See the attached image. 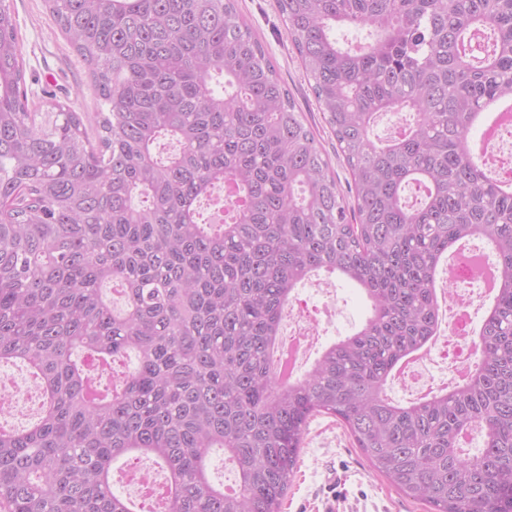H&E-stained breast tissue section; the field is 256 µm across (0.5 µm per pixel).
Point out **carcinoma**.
<instances>
[{
    "label": "carcinoma",
    "mask_w": 512,
    "mask_h": 512,
    "mask_svg": "<svg viewBox=\"0 0 512 512\" xmlns=\"http://www.w3.org/2000/svg\"><path fill=\"white\" fill-rule=\"evenodd\" d=\"M44 2L100 109L29 108L0 0V363H25L44 394L31 428L0 429V512H134L121 458L168 472L164 512H281L322 414L429 512H512V191L467 152L481 114L512 102V0H276L351 204L236 0ZM343 25L367 40L340 43ZM385 112L405 128L379 142ZM167 137L179 150L163 157ZM228 180L242 207L203 222ZM475 239L498 268L482 361L396 404L391 374L437 327V267ZM321 270L371 315L282 386L269 355L284 308ZM96 365L124 377L91 399ZM473 426L486 440L471 455ZM217 451L237 469L230 493L210 478Z\"/></svg>",
    "instance_id": "1"
}]
</instances>
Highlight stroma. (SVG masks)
Masks as SVG:
<instances>
[{
  "instance_id": "1",
  "label": "stroma",
  "mask_w": 512,
  "mask_h": 512,
  "mask_svg": "<svg viewBox=\"0 0 512 512\" xmlns=\"http://www.w3.org/2000/svg\"><path fill=\"white\" fill-rule=\"evenodd\" d=\"M9 3L17 21L30 108H40L53 97L71 101L77 111L94 115L99 108L98 93L84 62L49 15L43 0ZM237 7L303 112L332 171L339 181H346L348 174L336 156V141L318 110L276 0H237ZM332 281L335 291L330 296L309 282L298 290L309 306L330 313L329 320L322 323L325 334L321 342L325 345L352 334L370 314V304L358 288L337 275ZM282 512H428V508L373 472L335 417L319 415L307 427Z\"/></svg>"
}]
</instances>
